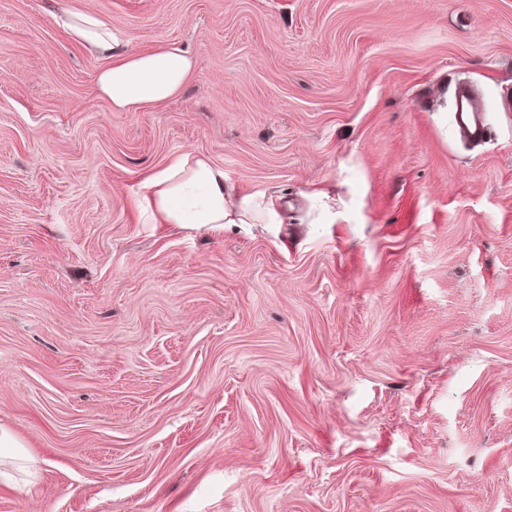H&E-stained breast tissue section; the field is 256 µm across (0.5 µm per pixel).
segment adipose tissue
<instances>
[{
	"label": "adipose tissue",
	"mask_w": 512,
	"mask_h": 512,
	"mask_svg": "<svg viewBox=\"0 0 512 512\" xmlns=\"http://www.w3.org/2000/svg\"><path fill=\"white\" fill-rule=\"evenodd\" d=\"M54 19L73 41L103 60L94 76V88L113 111L135 112L167 101L195 68L194 58L175 43L152 52L130 50L121 32L93 14L62 9ZM141 188L147 209L168 224L219 228L274 221L261 196H236L224 181L223 168L191 153L147 176Z\"/></svg>",
	"instance_id": "adipose-tissue-1"
}]
</instances>
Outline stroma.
<instances>
[{"mask_svg":"<svg viewBox=\"0 0 512 512\" xmlns=\"http://www.w3.org/2000/svg\"><path fill=\"white\" fill-rule=\"evenodd\" d=\"M61 7L195 70L112 111ZM507 95L512 0H0V512H512ZM181 153L275 223H154ZM454 100L455 119L461 134L471 140L481 138L485 133L484 105L467 85L456 87ZM5 456L19 462L28 459L24 445L10 431L0 428V458Z\"/></svg>","mask_w":512,"mask_h":512,"instance_id":"obj_1","label":"stroma"}]
</instances>
